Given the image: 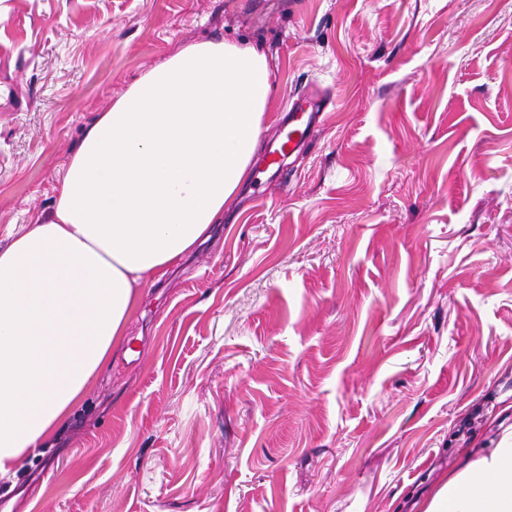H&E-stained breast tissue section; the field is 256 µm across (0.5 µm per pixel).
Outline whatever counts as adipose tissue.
Returning a JSON list of instances; mask_svg holds the SVG:
<instances>
[{
	"instance_id": "1",
	"label": "adipose tissue",
	"mask_w": 512,
	"mask_h": 512,
	"mask_svg": "<svg viewBox=\"0 0 512 512\" xmlns=\"http://www.w3.org/2000/svg\"><path fill=\"white\" fill-rule=\"evenodd\" d=\"M272 88L251 45H184L86 129L50 217L0 249V476L57 433L139 290L208 238L260 145ZM422 512H512V430L466 449Z\"/></svg>"
}]
</instances>
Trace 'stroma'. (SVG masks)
<instances>
[{
	"label": "stroma",
	"instance_id": "stroma-1",
	"mask_svg": "<svg viewBox=\"0 0 512 512\" xmlns=\"http://www.w3.org/2000/svg\"><path fill=\"white\" fill-rule=\"evenodd\" d=\"M262 49L260 154L0 512H419L512 428V0H0V247L178 47ZM322 99L277 173L292 97Z\"/></svg>",
	"mask_w": 512,
	"mask_h": 512
}]
</instances>
